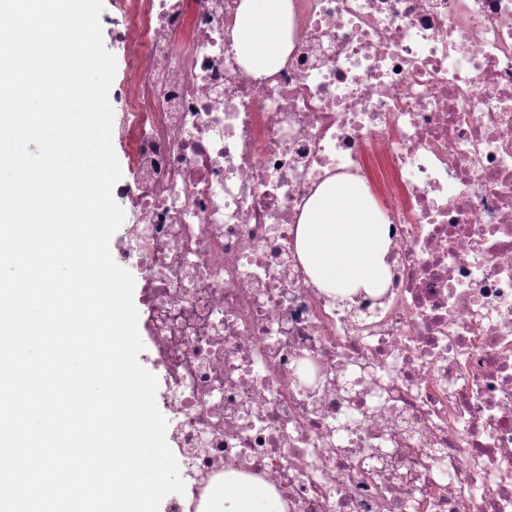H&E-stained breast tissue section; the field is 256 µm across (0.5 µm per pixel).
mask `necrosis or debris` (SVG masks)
Returning a JSON list of instances; mask_svg holds the SVG:
<instances>
[{
  "mask_svg": "<svg viewBox=\"0 0 512 512\" xmlns=\"http://www.w3.org/2000/svg\"><path fill=\"white\" fill-rule=\"evenodd\" d=\"M239 3L114 0L166 512H223L231 471L286 512H512V0H291L259 78ZM336 175L389 226L380 296L339 301L296 254Z\"/></svg>",
  "mask_w": 512,
  "mask_h": 512,
  "instance_id": "4bbe7bcc",
  "label": "necrosis or debris"
}]
</instances>
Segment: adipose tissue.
<instances>
[{"label":"adipose tissue","mask_w":512,"mask_h":512,"mask_svg":"<svg viewBox=\"0 0 512 512\" xmlns=\"http://www.w3.org/2000/svg\"><path fill=\"white\" fill-rule=\"evenodd\" d=\"M289 0H242L233 29L246 70L259 77L284 61ZM390 240L383 216L367 186L353 177L330 178L307 201L297 227L296 249L312 283L352 299L381 294L390 281ZM224 512H283L266 484L224 476Z\"/></svg>","instance_id":"adipose-tissue-1"}]
</instances>
